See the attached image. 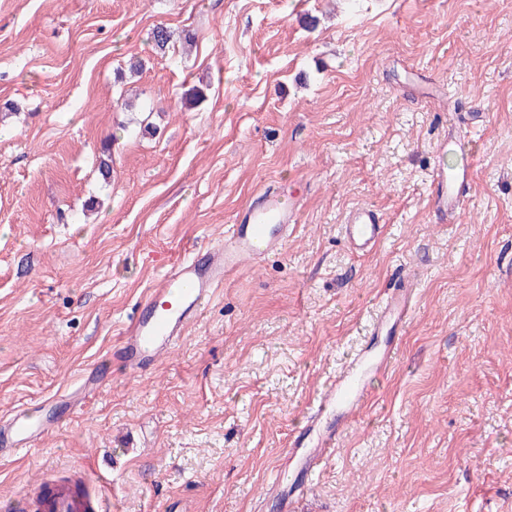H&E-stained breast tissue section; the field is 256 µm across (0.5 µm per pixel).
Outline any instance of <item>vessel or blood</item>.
I'll list each match as a JSON object with an SVG mask.
<instances>
[{"instance_id": "obj_1", "label": "vessel or blood", "mask_w": 512, "mask_h": 512, "mask_svg": "<svg viewBox=\"0 0 512 512\" xmlns=\"http://www.w3.org/2000/svg\"><path fill=\"white\" fill-rule=\"evenodd\" d=\"M472 165L468 157L452 164L442 160L430 173L431 205L445 221L455 222L463 208L462 190L472 178ZM297 215L296 201L265 190L252 198L233 224L226 226L223 243L173 264L164 287L153 289L137 306L122 333L115 357L125 370L144 374L160 356L172 350L217 289L238 270L243 258L262 262L280 253L296 225ZM342 236L349 247L370 252L382 240L384 226L374 209L360 206L348 212ZM414 306L413 286L405 281L393 285L378 307L371 324L372 334L386 329L402 333ZM395 354L392 346L379 355L361 350L322 389L305 417L304 428L290 443L289 453L297 457L304 480H311L322 471L335 450L342 423L366 407L375 375L389 368ZM100 389L98 375L92 371L66 398L79 411ZM57 402L53 396L36 405L24 404L10 417L1 419L0 456L28 451L55 432L60 425L53 412ZM288 474V469H278L266 493L279 496L283 512H294L302 490L300 485L289 482ZM17 508L19 512H92L94 504L70 483L45 481L24 496Z\"/></svg>"}]
</instances>
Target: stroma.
I'll use <instances>...</instances> for the list:
<instances>
[{
	"label": "stroma",
	"mask_w": 512,
	"mask_h": 512,
	"mask_svg": "<svg viewBox=\"0 0 512 512\" xmlns=\"http://www.w3.org/2000/svg\"><path fill=\"white\" fill-rule=\"evenodd\" d=\"M133 57L143 71L116 81ZM7 103L0 417L75 386L256 194L296 192L300 211L151 373L113 364L83 412L0 463V506L81 469L99 512H254L410 276L396 361L296 512H512V0H0ZM452 112L484 125L448 152L475 173L446 224L428 186ZM360 205L388 226L366 256L340 230ZM415 306V289L402 280L386 293L371 324V334L378 336L389 326V332L402 335Z\"/></svg>",
	"instance_id": "stroma-1"
}]
</instances>
